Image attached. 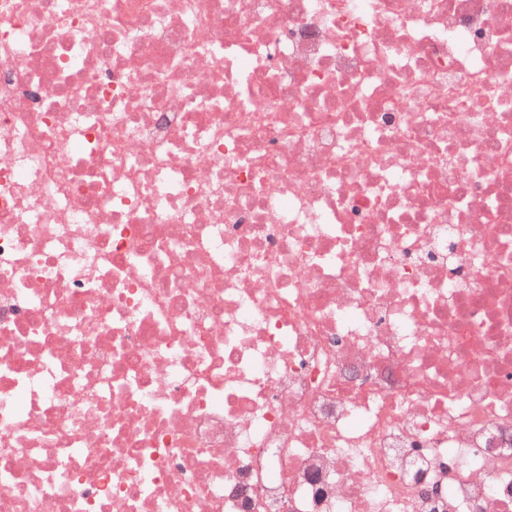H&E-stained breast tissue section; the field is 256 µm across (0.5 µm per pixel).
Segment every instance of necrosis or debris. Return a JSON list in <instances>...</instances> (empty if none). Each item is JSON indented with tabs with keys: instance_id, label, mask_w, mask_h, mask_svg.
Wrapping results in <instances>:
<instances>
[{
	"instance_id": "4bbe7bcc",
	"label": "necrosis or debris",
	"mask_w": 512,
	"mask_h": 512,
	"mask_svg": "<svg viewBox=\"0 0 512 512\" xmlns=\"http://www.w3.org/2000/svg\"><path fill=\"white\" fill-rule=\"evenodd\" d=\"M0 512H512V0H0Z\"/></svg>"
}]
</instances>
